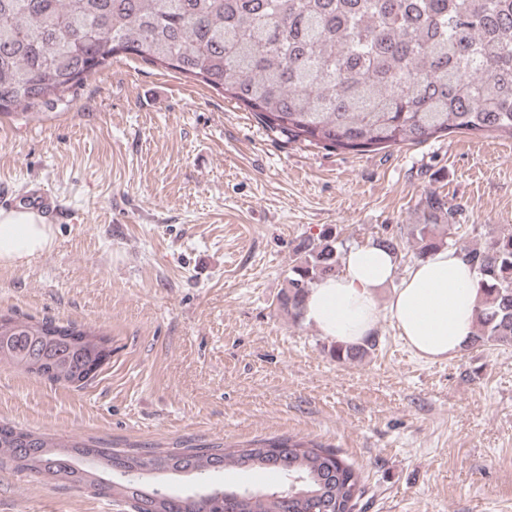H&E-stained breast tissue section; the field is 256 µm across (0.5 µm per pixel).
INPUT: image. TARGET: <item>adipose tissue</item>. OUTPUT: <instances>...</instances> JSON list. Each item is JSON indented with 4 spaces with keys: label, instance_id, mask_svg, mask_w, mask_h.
I'll use <instances>...</instances> for the list:
<instances>
[{
    "label": "adipose tissue",
    "instance_id": "adipose-tissue-1",
    "mask_svg": "<svg viewBox=\"0 0 512 512\" xmlns=\"http://www.w3.org/2000/svg\"><path fill=\"white\" fill-rule=\"evenodd\" d=\"M54 234L36 213L0 210V266L22 267L51 251ZM396 258L365 244L348 249L339 274L318 281L304 319L329 341L351 346L371 336L381 319L396 326L408 349L428 362L456 357L474 334L481 277L453 248L441 247L396 276ZM390 287L386 301L380 288Z\"/></svg>",
    "mask_w": 512,
    "mask_h": 512
}]
</instances>
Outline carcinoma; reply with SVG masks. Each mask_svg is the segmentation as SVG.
I'll return each mask as SVG.
<instances>
[{"mask_svg": "<svg viewBox=\"0 0 512 512\" xmlns=\"http://www.w3.org/2000/svg\"><path fill=\"white\" fill-rule=\"evenodd\" d=\"M117 54L132 55L224 92L267 130L324 149L353 152L421 144L453 132L512 139V0H0V115L36 111ZM422 219L378 243L418 257L445 244L441 225L460 211L431 191ZM281 305L298 319L310 288L338 273L336 238L299 244ZM483 278L470 346H512V231L458 246ZM375 346H332L357 360ZM112 357L111 339L52 320L0 314V361L52 383L81 388ZM265 459L297 490L335 495L354 512L359 472L333 450L286 436L232 450L221 442L182 448H116L90 437L61 443L45 432L0 424V467L125 499L130 512H190L187 494L129 479L151 466L172 474L240 468ZM232 512H310L313 499L263 491Z\"/></svg>", "mask_w": 512, "mask_h": 512, "instance_id": "carcinoma-1", "label": "carcinoma"}]
</instances>
